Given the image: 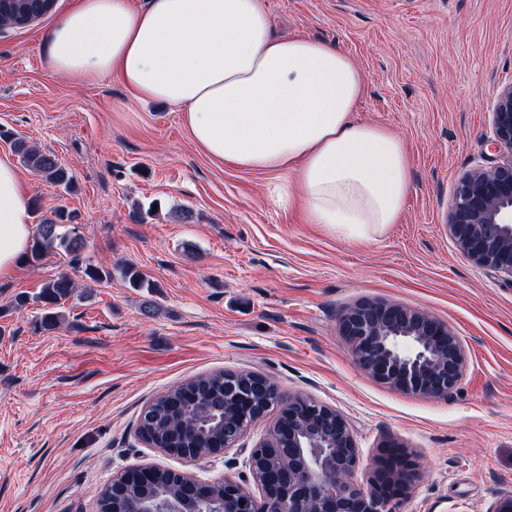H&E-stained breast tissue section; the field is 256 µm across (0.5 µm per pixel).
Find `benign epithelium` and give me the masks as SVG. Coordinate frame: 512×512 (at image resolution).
Masks as SVG:
<instances>
[{
  "label": "benign epithelium",
  "mask_w": 512,
  "mask_h": 512,
  "mask_svg": "<svg viewBox=\"0 0 512 512\" xmlns=\"http://www.w3.org/2000/svg\"><path fill=\"white\" fill-rule=\"evenodd\" d=\"M488 142L494 157L462 175L448 208V235L468 262L512 283V82L495 95ZM339 335L360 368L377 382L420 397L451 393L466 366L464 346L447 324L423 311L362 300L338 318ZM280 414L267 437L249 451L260 496L226 478L203 483L168 471L179 486L174 500L146 498L135 512H397L421 478L417 458L386 441L372 478L358 479L360 449L348 420L312 398L285 399L264 376L230 373L224 382V430L211 454L241 444L271 407ZM161 469L144 466L112 478L113 510L129 485L147 484Z\"/></svg>",
  "instance_id": "benign-epithelium-1"
}]
</instances>
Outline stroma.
<instances>
[{
    "mask_svg": "<svg viewBox=\"0 0 512 512\" xmlns=\"http://www.w3.org/2000/svg\"><path fill=\"white\" fill-rule=\"evenodd\" d=\"M0 34V154L13 139L53 152L74 192L18 165L36 204L76 217L81 266L51 253L0 280V512H97L117 473L155 464L205 482L248 484V449L191 461L147 447L141 410L165 390L217 371H253L283 396L342 413L362 453L360 480L383 440L403 443L423 474L399 512H488L512 494V282L468 263L446 215L461 175L490 155L491 109L512 82V0H265L282 37L335 44L366 78L357 120L397 132L410 187L399 223L349 242L278 204L280 177L209 157L181 116L131 100L114 78L74 82L46 65L55 17ZM112 278L88 279L84 265ZM146 280L131 288L116 265ZM77 293L65 322L39 330L37 294L60 272ZM431 312L460 337L458 388L423 398L362 372L337 330L357 301Z\"/></svg>",
    "mask_w": 512,
    "mask_h": 512,
    "instance_id": "35a3bbf8",
    "label": "stroma"
}]
</instances>
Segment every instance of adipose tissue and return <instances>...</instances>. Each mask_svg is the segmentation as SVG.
Here are the masks:
<instances>
[{
    "instance_id": "1",
    "label": "adipose tissue",
    "mask_w": 512,
    "mask_h": 512,
    "mask_svg": "<svg viewBox=\"0 0 512 512\" xmlns=\"http://www.w3.org/2000/svg\"><path fill=\"white\" fill-rule=\"evenodd\" d=\"M46 62L68 80L112 76L134 100L180 112L210 157L285 174L277 202L366 241L398 223L409 161L393 131L356 120L363 72L335 45L279 39L263 0H78L47 36ZM37 227L11 156L0 155V279Z\"/></svg>"
}]
</instances>
